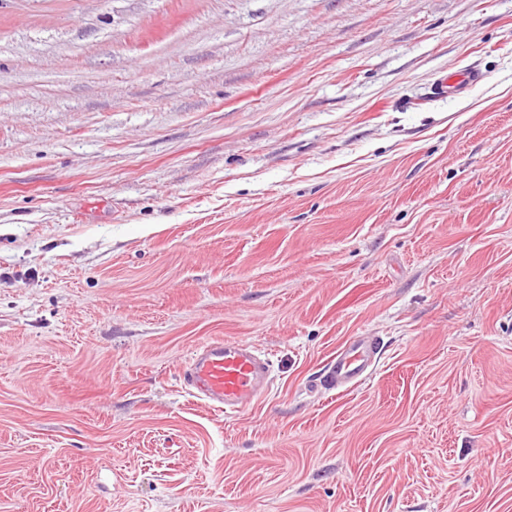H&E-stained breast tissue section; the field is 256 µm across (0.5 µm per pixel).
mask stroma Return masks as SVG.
<instances>
[{"label": "stroma", "mask_w": 512, "mask_h": 512, "mask_svg": "<svg viewBox=\"0 0 512 512\" xmlns=\"http://www.w3.org/2000/svg\"><path fill=\"white\" fill-rule=\"evenodd\" d=\"M0 512H512V0H0ZM482 80V73L479 69L471 68L464 73L460 78L448 80L441 79L435 84L432 94L435 96H442L448 94V89L453 94H460L469 87L476 85ZM380 352L376 337H357L347 341L321 376L322 386L339 392L349 390L372 374ZM271 372L269 359L254 345L217 339L193 350L181 381L190 394L232 416L268 391Z\"/></svg>", "instance_id": "obj_1"}]
</instances>
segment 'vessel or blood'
<instances>
[{
	"label": "vessel or blood",
	"instance_id": "1",
	"mask_svg": "<svg viewBox=\"0 0 512 512\" xmlns=\"http://www.w3.org/2000/svg\"><path fill=\"white\" fill-rule=\"evenodd\" d=\"M481 79V71L472 68L460 78L439 80L433 93L437 96L450 92L458 94ZM380 352L376 337H357L347 341L324 371L322 385L339 392L349 390L372 374ZM271 372L269 359L254 345L217 339L193 350L181 381L190 394L232 416L257 402L267 392Z\"/></svg>",
	"mask_w": 512,
	"mask_h": 512
}]
</instances>
